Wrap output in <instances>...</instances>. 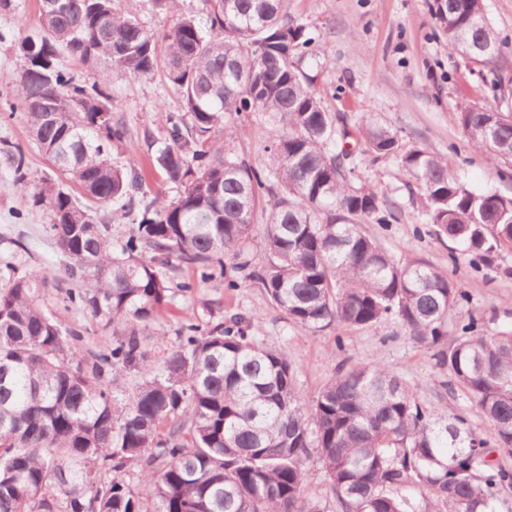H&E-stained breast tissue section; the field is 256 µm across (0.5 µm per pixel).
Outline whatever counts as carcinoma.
Masks as SVG:
<instances>
[{"label": "carcinoma", "instance_id": "carcinoma-1", "mask_svg": "<svg viewBox=\"0 0 512 512\" xmlns=\"http://www.w3.org/2000/svg\"><path fill=\"white\" fill-rule=\"evenodd\" d=\"M40 0L34 54L16 92L36 147L81 196L43 179L34 204L72 282L63 301L121 332L85 349L82 330L46 309L50 279L16 266L0 285V512H512V470L488 460L512 455V332L485 334L472 317L461 335L448 323L468 300L426 262L394 255L364 231L397 214L346 164L347 116L327 108L306 69V27L282 0H199L159 35L115 0ZM452 54L486 66L505 40L484 0H430ZM206 16L200 23L197 14ZM66 52L88 70L58 64ZM160 76L181 99L164 144L149 155L172 199L146 188L142 169L112 164V143L130 135L112 113V74ZM266 112L276 135L261 168L212 150L225 118ZM468 144L492 162L512 159V113L463 102ZM360 154L392 160L417 181L425 224L487 267L512 252V196L475 193L439 156L365 119ZM20 174L27 155L0 148ZM133 214L112 240V206ZM265 261L248 252L259 205ZM231 269L263 288L296 326L369 328L392 320L435 349L487 422L423 403L381 361L333 377L301 399L288 355L249 335L232 314L202 330L184 324L160 360L144 332L192 281ZM124 370L139 373L131 388ZM325 470L330 499L305 495L308 463ZM135 475L137 483L126 481Z\"/></svg>", "mask_w": 512, "mask_h": 512}]
</instances>
